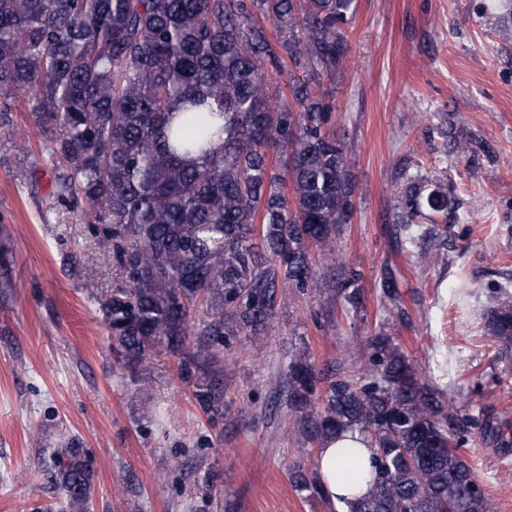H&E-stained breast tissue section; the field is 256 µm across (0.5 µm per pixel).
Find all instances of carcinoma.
<instances>
[{"label":"carcinoma","mask_w":512,"mask_h":512,"mask_svg":"<svg viewBox=\"0 0 512 512\" xmlns=\"http://www.w3.org/2000/svg\"><path fill=\"white\" fill-rule=\"evenodd\" d=\"M355 10V0H0V129L11 139V106L25 96L55 193L112 255L102 311L115 361L139 378L166 347L212 420L231 339L265 334L285 289L322 288L344 268L336 236L355 183L322 80L350 54ZM454 151L472 161L491 146L469 135ZM401 209L409 225L456 206L415 179ZM359 279L340 280L341 306H361ZM486 327L512 351V304L492 307ZM350 361L322 391L305 356L286 373L298 440L320 449L357 431L373 450L367 492L337 512H494L461 451L457 407L401 344L380 329ZM53 456L52 481L82 512L87 454ZM290 477L330 500L303 467Z\"/></svg>","instance_id":"obj_1"}]
</instances>
